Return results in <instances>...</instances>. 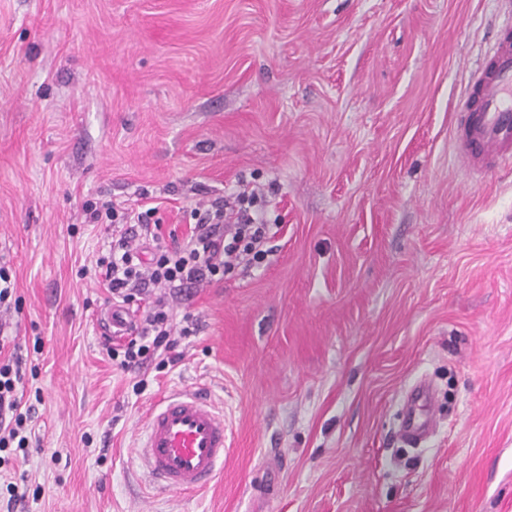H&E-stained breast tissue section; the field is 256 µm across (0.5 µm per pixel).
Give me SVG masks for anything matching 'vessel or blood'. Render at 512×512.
<instances>
[{
  "label": "vessel or blood",
  "instance_id": "b4317fda",
  "mask_svg": "<svg viewBox=\"0 0 512 512\" xmlns=\"http://www.w3.org/2000/svg\"><path fill=\"white\" fill-rule=\"evenodd\" d=\"M454 129L464 163L512 158V33L501 30L472 72ZM224 415L201 392L175 390L150 410L138 456L157 486L195 492L211 483L224 461Z\"/></svg>",
  "mask_w": 512,
  "mask_h": 512
}]
</instances>
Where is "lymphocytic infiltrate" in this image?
<instances>
[{
    "instance_id": "obj_1",
    "label": "lymphocytic infiltrate",
    "mask_w": 512,
    "mask_h": 512,
    "mask_svg": "<svg viewBox=\"0 0 512 512\" xmlns=\"http://www.w3.org/2000/svg\"><path fill=\"white\" fill-rule=\"evenodd\" d=\"M85 210L94 223L112 227V240L96 266L113 311L126 318V330L105 350L113 366L136 375L132 390L139 395L146 388L142 370L173 371L182 359L176 336L197 332L194 315L175 318L168 295L223 281L241 265H262L273 227L266 222L262 194L246 189L199 214L187 242L174 247L151 224V209L105 201ZM26 376L22 357L0 359V465L11 460L20 466L28 458L35 408L23 401Z\"/></svg>"
}]
</instances>
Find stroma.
Returning <instances> with one entry per match:
<instances>
[{
    "mask_svg": "<svg viewBox=\"0 0 512 512\" xmlns=\"http://www.w3.org/2000/svg\"><path fill=\"white\" fill-rule=\"evenodd\" d=\"M498 0H0V314L37 360L22 512H512V169L470 178L457 106ZM261 189L262 267L202 284L182 362L138 396L104 358L112 229L86 201ZM42 338L34 354V338ZM433 388L412 447L402 401ZM201 386L227 450L195 494L136 456L153 399ZM91 442H84V435ZM20 311V299L16 297L15 280L6 267L0 266V309Z\"/></svg>",
    "mask_w": 512,
    "mask_h": 512,
    "instance_id": "obj_1",
    "label": "stroma"
}]
</instances>
